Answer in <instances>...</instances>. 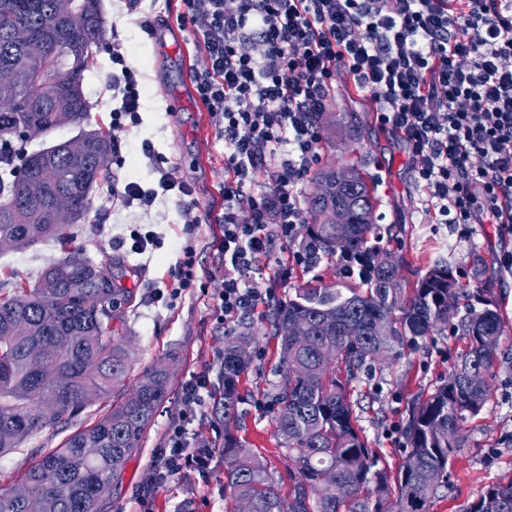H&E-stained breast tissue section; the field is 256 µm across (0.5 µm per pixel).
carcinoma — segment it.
Segmentation results:
<instances>
[{
	"label": "carcinoma",
	"instance_id": "1",
	"mask_svg": "<svg viewBox=\"0 0 512 512\" xmlns=\"http://www.w3.org/2000/svg\"><path fill=\"white\" fill-rule=\"evenodd\" d=\"M105 33L101 0H0V71L14 74L12 83L0 84V248L25 249L45 239L68 243L72 225L89 219L93 188L111 178L112 134L96 129L81 155L60 151L58 143L43 154L44 192H23L35 177L24 128L36 122L49 137L83 125L90 112L83 73ZM34 42L46 50L40 65L29 54ZM312 180L320 193L308 200L302 250L318 263L336 261L341 280L296 289L270 319L283 376L273 400L275 430L293 485L283 499L267 465L229 428L248 365L241 353L253 342L245 331L224 342L227 484L235 503H248L251 512H429L446 486L450 459L466 447L467 423L490 398L504 332L497 289L481 262L474 266L476 287L461 288L451 252L428 257L424 273L409 279L405 259L379 246L374 197L358 164H324ZM59 193L71 197L70 212L56 211ZM113 280L112 263L73 251L34 285L0 293V456L48 426L69 423L86 407L85 392L101 395L125 381L131 350L121 308L131 295ZM91 295L96 311L83 306ZM299 319L309 330L304 345L291 331ZM440 325L463 349L447 383L411 402L402 461L391 475L378 467L362 435L350 385ZM327 347L336 350L333 362L322 357ZM56 369L71 374L69 390L56 388ZM170 377L162 362L144 369L94 426L69 435L1 489L0 512H27L31 496L43 500V512H101V483L120 475L140 448ZM87 448L99 454L91 458ZM463 512H512V478L489 485Z\"/></svg>",
	"mask_w": 512,
	"mask_h": 512
}]
</instances>
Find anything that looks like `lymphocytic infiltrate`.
<instances>
[{
    "label": "lymphocytic infiltrate",
    "instance_id": "obj_1",
    "mask_svg": "<svg viewBox=\"0 0 512 512\" xmlns=\"http://www.w3.org/2000/svg\"><path fill=\"white\" fill-rule=\"evenodd\" d=\"M204 67L193 82L224 141V231L215 244L229 274L217 304L227 322L259 297L246 282L260 256L291 241L306 221L300 184L318 160L317 117L337 71L376 107L380 130L407 153L440 224H495L512 234V0H184ZM108 79L113 125L137 123L140 83L121 45ZM155 187L125 182V206L176 199L193 223L190 186L141 145ZM266 182H258V174ZM250 197L242 223L239 204ZM201 375L183 389V409L152 483L195 469L211 456L189 423L208 390Z\"/></svg>",
    "mask_w": 512,
    "mask_h": 512
}]
</instances>
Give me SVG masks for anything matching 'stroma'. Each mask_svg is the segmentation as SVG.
Here are the masks:
<instances>
[{
  "label": "stroma",
  "mask_w": 512,
  "mask_h": 512,
  "mask_svg": "<svg viewBox=\"0 0 512 512\" xmlns=\"http://www.w3.org/2000/svg\"><path fill=\"white\" fill-rule=\"evenodd\" d=\"M108 35L94 47V62L83 74L82 89L92 105L82 129L111 128L119 145L121 162L113 166L116 178H131L151 187L154 174L141 154L143 141L168 160L174 176L189 184L196 200L195 224H185L176 200L165 198L151 211L126 207L112 196V187L101 184L91 193L89 221L72 228L70 246L48 239L23 250H0V289L35 283L53 262L68 250H83L94 262H110L117 286L126 288L131 302L123 309L127 334L132 341L130 371L123 386L96 398L70 425L54 426L25 439L0 458V488L21 479L41 453L59 445L75 429L93 424L132 388L141 372L158 361L172 365V383L166 400L158 408L139 450L114 479L104 503V512H139V496L152 476L151 462L163 446L169 428L182 408L184 386L201 372L214 380L203 414L192 429L199 441L214 451L209 469L174 476L154 489L153 512H226L233 500L226 488L224 468V424L214 411L224 401V386L216 373L217 360L228 336L249 329L254 336L251 362L240 383L238 422L233 435L267 465L268 474L280 494H287L291 481L289 461L275 433L272 397L280 383V350L270 333L269 314L294 295L297 287L320 278L337 281L335 264L324 262L307 271L297 267L292 254L299 242L277 243L273 253L262 259L259 273L248 284L260 301L244 322L221 324L214 305L224 289V263L212 242L221 237L218 218L224 211V142L215 120L200 105L194 84L184 76L185 68H197L202 58L192 44L190 32L177 23L184 10L183 0H102ZM186 41V55L172 58L168 48L177 39ZM120 40L128 64L136 68L143 85L141 124L121 129L112 125V99L106 86L112 70V42ZM181 104L172 114L171 99ZM341 120L352 116L357 142L345 136L343 125L320 128L321 159L351 161L364 167L377 199L375 221L392 228L388 249L403 255L412 270H422L429 253L453 249L460 284L471 289L475 259L485 261L487 276L496 280L498 302L507 326L500 338L503 359L495 369L492 394L481 414L467 427V446L460 449L448 467V486L441 489L430 512H460L490 484L512 478V276L500 273L497 261L504 251H512V236H502L496 225L438 224L433 219L428 196L414 180L410 160L402 148L379 133L375 106L358 94L344 73L336 75L335 94L329 104ZM79 129V130H82ZM79 130L66 127L52 139L66 141ZM150 224L161 238L157 247L144 254L131 249L133 228ZM192 246L196 254L198 280L195 287L178 298L170 293L177 282L174 267L179 249ZM275 297H268V290ZM461 346L449 330L436 332L420 341L415 351L393 358L372 377L353 385L358 423L370 448L383 464L396 467L405 444L404 426L408 405L415 396L428 393L447 377Z\"/></svg>",
  "instance_id": "1"
}]
</instances>
